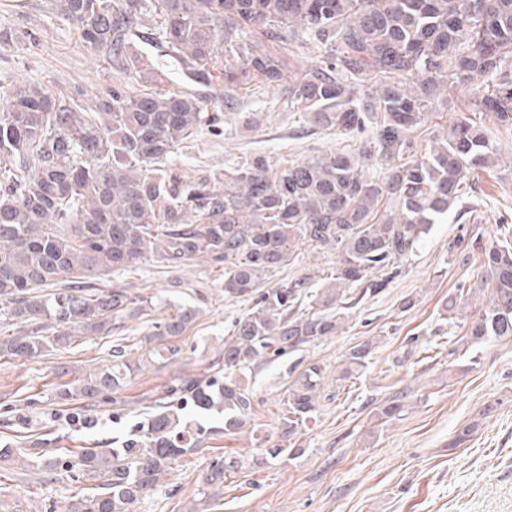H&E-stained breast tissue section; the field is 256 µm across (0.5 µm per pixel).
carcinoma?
I'll return each instance as SVG.
<instances>
[{
  "instance_id": "cac0c4a2",
  "label": "carcinoma",
  "mask_w": 512,
  "mask_h": 512,
  "mask_svg": "<svg viewBox=\"0 0 512 512\" xmlns=\"http://www.w3.org/2000/svg\"><path fill=\"white\" fill-rule=\"evenodd\" d=\"M87 47L112 69L150 85L116 79L85 109L36 84H16L0 113V306L25 327L0 335V358L35 359L88 335H107L141 317L151 301L95 280L143 260L174 268L199 255L224 266V294L252 302L232 323L224 350L203 376L174 379L145 420L110 448H79L46 464L75 471L85 492L66 512H131L156 490L172 462L247 430L257 433L250 378L325 337L338 334L362 299L396 269L433 226L465 215L462 191L471 172L493 165L496 148L484 126L466 118L437 126L424 149L415 134L452 105L449 91L471 87L469 109L491 112L512 128V0H58ZM260 29L269 40L253 35ZM170 56L192 82L208 86L219 72L227 88L279 84L291 75L288 101L316 124L364 133L354 153L330 152L271 168L262 155L216 187L208 176L186 180L167 160L173 149L214 124L210 103L160 89L167 76L135 42ZM276 43L279 50L268 48ZM318 51L297 69L300 47ZM336 251L325 287L302 295L285 280L263 288L304 244ZM484 279L461 282L444 305L453 325L457 302L488 296L458 345L512 338V246L483 247ZM69 277V287L42 289ZM199 310L178 307L143 336L164 365ZM371 343L350 348L336 375L341 385L367 365ZM140 365L127 346L112 365L58 384L70 416L90 425L95 399L122 402ZM324 368L306 364L278 405L282 441L246 458L226 456L203 477V512L224 506V480L268 460L305 454L303 436L316 419ZM406 394L380 406L386 423L400 417ZM28 451L0 444V463L32 467Z\"/></svg>"
}]
</instances>
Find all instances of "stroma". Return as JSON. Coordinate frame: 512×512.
I'll return each instance as SVG.
<instances>
[{"label":"stroma","mask_w":512,"mask_h":512,"mask_svg":"<svg viewBox=\"0 0 512 512\" xmlns=\"http://www.w3.org/2000/svg\"><path fill=\"white\" fill-rule=\"evenodd\" d=\"M51 2L0 0V29L12 34L0 44V84H38L93 105L113 72L79 43L72 24L51 10ZM149 55L166 71L167 89L223 102L218 126L201 128L171 156L188 176H208L220 186L225 175L255 155L276 168L357 147L351 135L311 126L306 114L289 108L285 89L233 92L220 80L205 88L188 80L170 57L154 49ZM480 121L499 159L495 168L471 173L464 188L466 216L434 225L382 292L347 318L341 333L256 375L260 433L275 438L278 401L297 364L314 360L328 373L317 422L303 440L304 456L270 461L250 480L229 484L223 512H512V339L476 344L454 358L447 337H440L438 346L430 344L456 283L480 277L482 247L512 239V226L503 224L512 218V132L503 131L491 114ZM337 260L336 252L300 247L290 265L269 274L264 285L292 278L321 287ZM109 284L151 298L147 316L45 358H0L1 441L24 447L41 437L52 449L110 444L113 433L141 420L143 409L173 377L205 372L232 321L250 308L249 302L225 298L222 269L204 258L177 269L144 261L114 274ZM409 298L415 307L401 312ZM177 304L200 309L178 342L177 362L152 363L145 348L132 346L141 369L122 394L120 422L112 420L111 400L103 399L95 406L94 428L70 424L69 406L55 396L57 384L110 365L121 337L144 336L149 320L165 317ZM366 340L373 347L368 367L352 383L337 386V368L351 347ZM397 390L408 393L405 411L381 423L376 409ZM465 429L466 442L455 445ZM213 459L210 452L179 458L134 512H193ZM79 490L62 476L52 480L39 472L24 478L16 467H0V512H64Z\"/></svg>","instance_id":"1"}]
</instances>
